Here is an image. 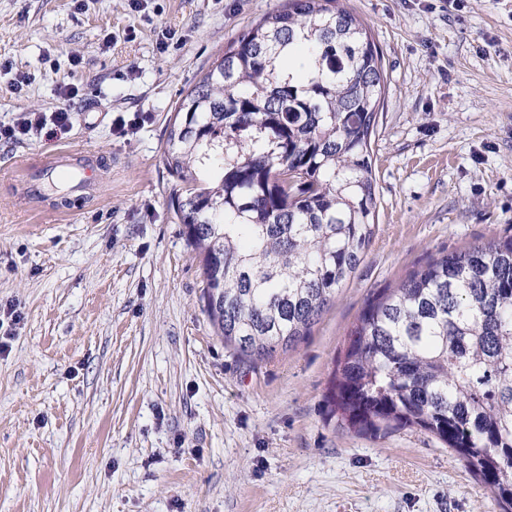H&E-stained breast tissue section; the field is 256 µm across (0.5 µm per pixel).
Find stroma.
<instances>
[{
  "instance_id": "35a3bbf8",
  "label": "stroma",
  "mask_w": 512,
  "mask_h": 512,
  "mask_svg": "<svg viewBox=\"0 0 512 512\" xmlns=\"http://www.w3.org/2000/svg\"><path fill=\"white\" fill-rule=\"evenodd\" d=\"M283 2L0 0V124L70 111L0 141V512H500L435 436L343 430L325 395L371 296L512 237V0H343L387 78L376 234L310 336L250 362L202 310L163 146L182 93ZM62 149L103 165L79 208L18 183Z\"/></svg>"
}]
</instances>
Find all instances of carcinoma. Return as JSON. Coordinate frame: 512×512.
Returning a JSON list of instances; mask_svg holds the SVG:
<instances>
[{
	"label": "carcinoma",
	"mask_w": 512,
	"mask_h": 512,
	"mask_svg": "<svg viewBox=\"0 0 512 512\" xmlns=\"http://www.w3.org/2000/svg\"><path fill=\"white\" fill-rule=\"evenodd\" d=\"M383 55L340 0H284L181 97L163 155L203 312L251 362L310 333L366 257ZM329 416L419 428L512 512V238L443 254L368 301Z\"/></svg>",
	"instance_id": "cac0c4a2"
}]
</instances>
